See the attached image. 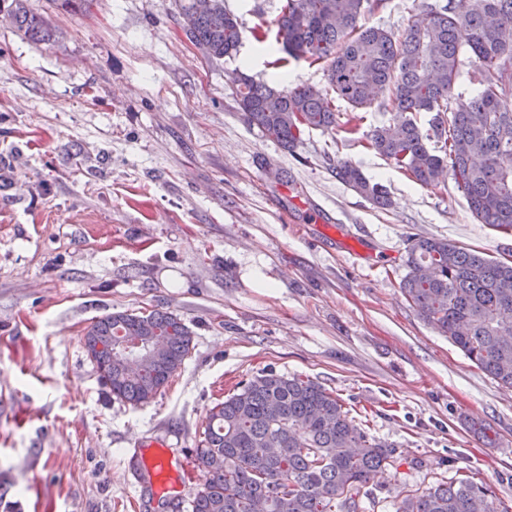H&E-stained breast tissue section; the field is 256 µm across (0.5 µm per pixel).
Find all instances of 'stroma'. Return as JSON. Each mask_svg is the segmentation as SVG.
I'll list each match as a JSON object with an SVG mask.
<instances>
[{
	"mask_svg": "<svg viewBox=\"0 0 512 512\" xmlns=\"http://www.w3.org/2000/svg\"><path fill=\"white\" fill-rule=\"evenodd\" d=\"M425 0L366 18L394 32ZM242 23L211 63L172 0H27L56 31L36 42L0 12V512H188L203 481L206 412L264 370L336 393L398 459L369 483L394 512L405 486L470 473L512 508V388L478 369L406 301L410 238L512 259V231L479 223L367 148L392 122L379 93L356 135H303L294 151L240 115L233 78L326 84L274 39L281 0H224ZM265 31L257 41L256 31ZM380 183V209L337 160ZM163 308L193 349L147 405L112 396L86 355L98 317ZM163 500L136 493L154 443ZM336 175L355 192L366 198L374 206L385 208L390 205L387 192L378 183H371L363 173L345 160H337Z\"/></svg>",
	"mask_w": 512,
	"mask_h": 512,
	"instance_id": "stroma-1",
	"label": "stroma"
}]
</instances>
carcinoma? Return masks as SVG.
Instances as JSON below:
<instances>
[{"label": "carcinoma", "mask_w": 512, "mask_h": 512, "mask_svg": "<svg viewBox=\"0 0 512 512\" xmlns=\"http://www.w3.org/2000/svg\"><path fill=\"white\" fill-rule=\"evenodd\" d=\"M13 0L10 15L35 40L55 31ZM174 0L188 40L213 63L233 56L240 22L210 0ZM385 0H283L275 39L288 61L321 64L328 90L273 88L241 72L235 78L241 117L291 151L305 132H344L336 102L372 107L389 87L385 107L396 121L366 134L367 144L397 169L434 190L450 177L482 224L512 231V0H449L425 5V17L395 33L362 18ZM475 67V93L455 91L465 61ZM430 112L424 130L413 118ZM433 146H428V143ZM336 176L374 206L387 192L351 163ZM401 282L406 301L496 382L512 387V260L489 259L444 238L409 240ZM131 336L158 341L152 356L126 365ZM192 331L170 310L117 311L87 328L84 347L117 399L150 403L181 368ZM397 448L370 435L343 401L298 376L263 371L207 412L198 467L204 482L191 512H359L372 476L395 464ZM395 512H498L488 487L469 477L395 495Z\"/></svg>", "instance_id": "1"}]
</instances>
